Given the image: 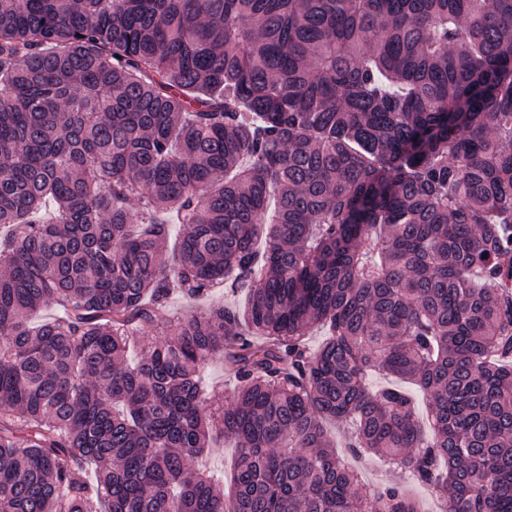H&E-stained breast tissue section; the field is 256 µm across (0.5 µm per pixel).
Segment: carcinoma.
<instances>
[{
	"mask_svg": "<svg viewBox=\"0 0 512 512\" xmlns=\"http://www.w3.org/2000/svg\"><path fill=\"white\" fill-rule=\"evenodd\" d=\"M2 226L0 512H512V0H0ZM225 362L222 356H217L206 362L203 368V375L209 382L221 385V391L224 393L220 396L224 404L229 399V394L233 391L235 381L225 372ZM235 456L236 448H232L231 444H226L223 448H214L213 453L202 460V465L213 471H224L226 488H230L231 469Z\"/></svg>",
	"mask_w": 512,
	"mask_h": 512,
	"instance_id": "obj_1",
	"label": "carcinoma"
}]
</instances>
